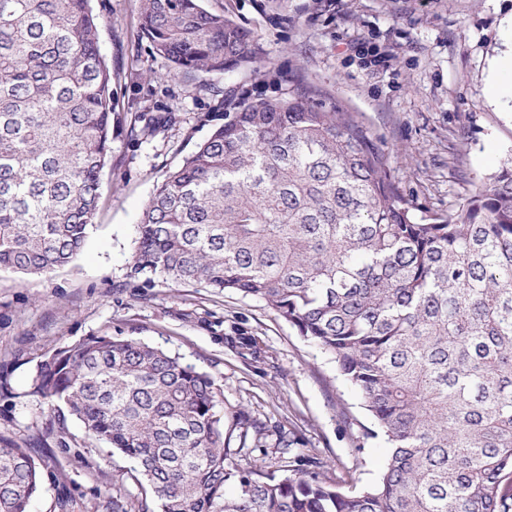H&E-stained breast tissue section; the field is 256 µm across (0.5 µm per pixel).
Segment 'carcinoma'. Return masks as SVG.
<instances>
[{"label": "carcinoma", "mask_w": 512, "mask_h": 512, "mask_svg": "<svg viewBox=\"0 0 512 512\" xmlns=\"http://www.w3.org/2000/svg\"><path fill=\"white\" fill-rule=\"evenodd\" d=\"M174 67L221 74L246 30L201 0H140ZM112 140V74L90 0H0V270L51 273L84 249ZM264 302L336 362L383 437L362 490L310 457L277 476L226 463L221 388L134 338L90 336L37 365L31 393L133 464L144 495L112 512H512V165L429 215L354 112L312 91L245 102L159 185L131 276ZM243 359L254 337L232 327ZM276 446L304 440L274 426ZM41 470L0 437V512H30Z\"/></svg>", "instance_id": "carcinoma-1"}]
</instances>
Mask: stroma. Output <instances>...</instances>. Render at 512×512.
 <instances>
[{
  "label": "stroma",
  "instance_id": "stroma-1",
  "mask_svg": "<svg viewBox=\"0 0 512 512\" xmlns=\"http://www.w3.org/2000/svg\"><path fill=\"white\" fill-rule=\"evenodd\" d=\"M252 35L264 66L221 75H185L153 52L139 30V0H91L102 53L112 69L111 159L95 230L69 265L27 279L0 271V435L28 448L44 472L31 512H112L103 488L131 463L90 444L67 418L58 431L46 403L30 392L35 367L53 351L93 335L131 336L180 355L221 387L231 461L278 470L274 438L240 448V419L281 424L307 442L298 455L322 459V478L344 489L372 485L387 459L382 440H362L369 418L330 355L306 342L263 302L237 293L130 276L136 226L167 175L226 113L245 101L299 86L326 108L358 113L417 205L445 215L512 161V98L489 76L512 49V0H202ZM393 50L389 67L375 55ZM254 336L258 354L239 357L230 326Z\"/></svg>",
  "mask_w": 512,
  "mask_h": 512
}]
</instances>
